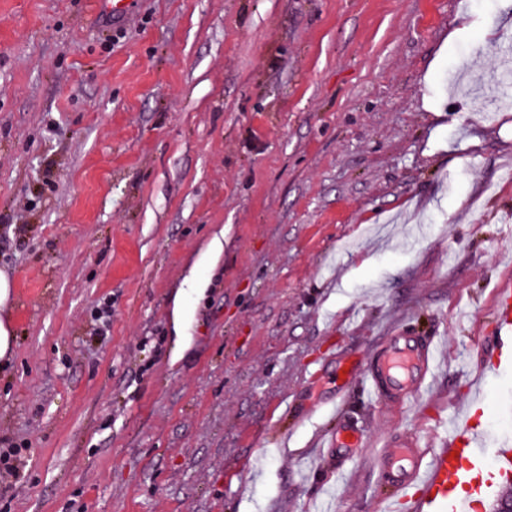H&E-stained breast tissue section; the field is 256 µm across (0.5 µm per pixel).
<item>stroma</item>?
<instances>
[{"label":"stroma","mask_w":512,"mask_h":512,"mask_svg":"<svg viewBox=\"0 0 512 512\" xmlns=\"http://www.w3.org/2000/svg\"><path fill=\"white\" fill-rule=\"evenodd\" d=\"M128 2L0 0V512H385L387 437L512 448V0ZM397 328L389 405L340 365ZM493 318L496 335L499 337V349L492 367L497 368L499 355L503 349L506 357L512 353V279L507 278L496 286ZM434 360L431 341L397 331L387 336L365 365L350 363L343 370L350 379L360 373L384 401L394 405L403 402L410 389L422 388L432 375ZM326 443L327 448L330 449L332 456H336V459L352 455L357 448L365 446L364 438L349 425L336 430L335 436H327Z\"/></svg>","instance_id":"35a3bbf8"}]
</instances>
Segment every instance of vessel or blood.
Returning <instances> with one entry per match:
<instances>
[{
	"label": "vessel or blood",
	"instance_id": "obj_1",
	"mask_svg": "<svg viewBox=\"0 0 512 512\" xmlns=\"http://www.w3.org/2000/svg\"><path fill=\"white\" fill-rule=\"evenodd\" d=\"M495 331L505 353H512V279L498 283L493 307ZM434 345L426 339L397 331L374 351L365 365H345L347 376L362 375L387 403L404 400L412 388L422 387L434 367ZM336 458L352 455L364 447L357 430L346 426L326 439ZM485 453L483 440L470 421L452 422L448 439L436 448L419 447L411 435L385 441L376 469L381 480L394 491L418 488L416 512H453L459 484H481L483 473L474 462Z\"/></svg>",
	"mask_w": 512,
	"mask_h": 512
}]
</instances>
